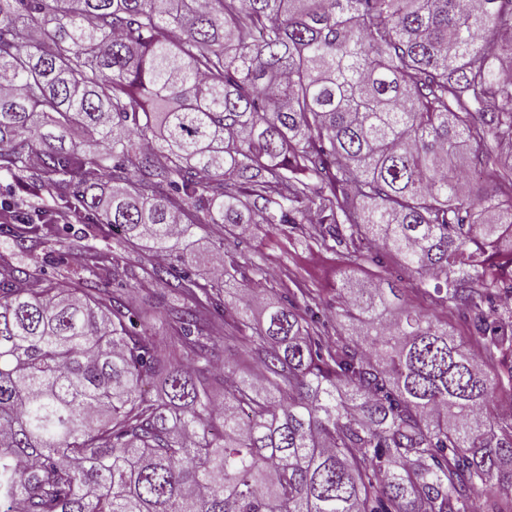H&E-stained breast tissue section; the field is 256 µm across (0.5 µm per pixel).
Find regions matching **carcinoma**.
Instances as JSON below:
<instances>
[{
  "mask_svg": "<svg viewBox=\"0 0 512 512\" xmlns=\"http://www.w3.org/2000/svg\"><path fill=\"white\" fill-rule=\"evenodd\" d=\"M509 56L512 0H0V175L53 201L0 234L144 239L187 300L164 341L104 254L0 257V512H512ZM260 221L318 225L336 336L304 292L254 324L222 243L194 277ZM68 241L62 240L57 243L52 241L46 246L28 241L22 254V263L32 267L37 266L44 277L54 281L60 278V272L65 269L74 277H82L85 274L83 263H77L73 259V253L76 251L69 246ZM203 318L207 330L211 336L217 339L218 350L215 359L216 361H224V311L215 312L210 309Z\"/></svg>",
  "mask_w": 512,
  "mask_h": 512,
  "instance_id": "obj_1",
  "label": "carcinoma"
}]
</instances>
